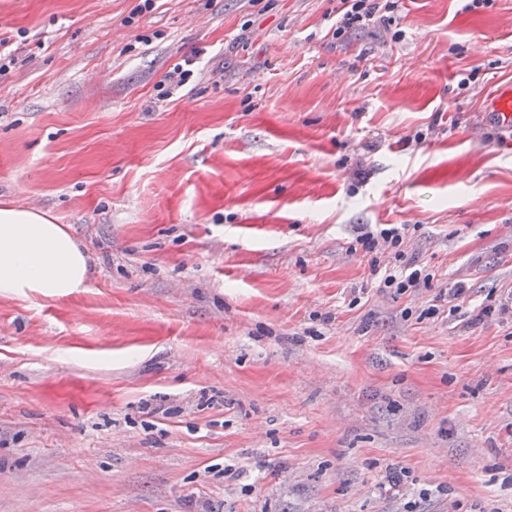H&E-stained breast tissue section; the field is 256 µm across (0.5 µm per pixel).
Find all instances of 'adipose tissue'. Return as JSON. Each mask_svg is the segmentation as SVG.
Listing matches in <instances>:
<instances>
[{
	"label": "adipose tissue",
	"instance_id": "1",
	"mask_svg": "<svg viewBox=\"0 0 512 512\" xmlns=\"http://www.w3.org/2000/svg\"><path fill=\"white\" fill-rule=\"evenodd\" d=\"M89 269L88 254L50 212L0 202V294L69 296L86 287Z\"/></svg>",
	"mask_w": 512,
	"mask_h": 512
}]
</instances>
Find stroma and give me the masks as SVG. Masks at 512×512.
I'll use <instances>...</instances> for the list:
<instances>
[{"label":"stroma","instance_id":"35a3bbf8","mask_svg":"<svg viewBox=\"0 0 512 512\" xmlns=\"http://www.w3.org/2000/svg\"><path fill=\"white\" fill-rule=\"evenodd\" d=\"M342 7L0 0V201L93 267L0 295V512H512V318L468 324L512 290V0ZM346 7L343 8L342 15L336 22V34L346 32L347 30L365 27H376L386 25L390 16L386 12H393L397 5L396 1L386 0H343ZM352 2L351 4H349ZM390 2V3H389ZM384 11V13H382ZM486 109L501 126L512 132V88L495 89L486 100ZM362 224L357 230L356 243L370 256V274L380 279L382 288H394L402 294L420 288H431L436 277L421 266L414 256L401 249L409 233L406 224ZM377 226H389L378 228ZM466 296V288L462 285H454L452 288H440L438 293L433 297L430 304L426 309L422 311L420 316L423 317H434L442 312H445L447 304H450L456 300L464 299Z\"/></svg>","mask_w":512,"mask_h":512}]
</instances>
